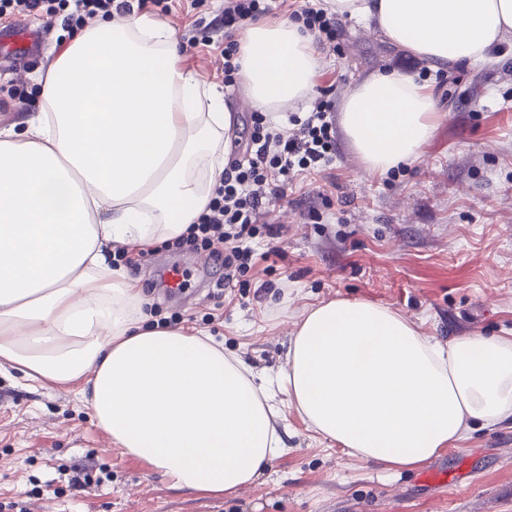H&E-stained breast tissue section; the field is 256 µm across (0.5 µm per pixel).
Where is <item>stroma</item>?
Here are the masks:
<instances>
[{
  "label": "stroma",
  "instance_id": "obj_1",
  "mask_svg": "<svg viewBox=\"0 0 512 512\" xmlns=\"http://www.w3.org/2000/svg\"><path fill=\"white\" fill-rule=\"evenodd\" d=\"M147 13L176 34L210 27L224 0H172ZM322 42L315 97L342 102L372 73L400 69L428 85L442 117L418 161L384 174L364 171L344 134L326 166L295 176L268 196L248 239L262 259L249 287L221 284L215 266L196 268L187 250L155 247L137 269L151 307L204 330L226 354L269 379L305 311L332 299H361L397 311L440 343L469 335L512 336V45L492 64H432L384 43L367 24L340 16ZM41 28L39 50L0 57V129L39 107L35 78L49 49L67 38L61 20ZM223 33L209 45L182 40L183 62L222 86L245 126L252 110L242 83H224ZM16 82L24 101L3 87ZM180 273L170 295L163 277ZM286 452L231 494L176 489L128 456L97 426L76 390L45 387L0 368V505L28 512H512V417L473 421L465 437L419 467L387 472L321 437L287 395L274 396ZM94 463L101 484L72 490L76 468Z\"/></svg>",
  "mask_w": 512,
  "mask_h": 512
}]
</instances>
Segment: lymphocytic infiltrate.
Wrapping results in <instances>:
<instances>
[{
    "label": "lymphocytic infiltrate",
    "instance_id": "obj_1",
    "mask_svg": "<svg viewBox=\"0 0 512 512\" xmlns=\"http://www.w3.org/2000/svg\"><path fill=\"white\" fill-rule=\"evenodd\" d=\"M130 0H0V20L64 15V25L78 31L100 16L130 12ZM292 133L273 128L266 115L253 113L244 155L232 160L214 195L191 232L176 247L203 250L224 268L225 282L244 276L253 253L240 247L243 236L257 233L262 200L281 194L296 173L325 165L336 149L334 104L319 100L307 117H292Z\"/></svg>",
    "mask_w": 512,
    "mask_h": 512
}]
</instances>
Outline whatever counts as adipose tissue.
Masks as SVG:
<instances>
[{
  "mask_svg": "<svg viewBox=\"0 0 512 512\" xmlns=\"http://www.w3.org/2000/svg\"><path fill=\"white\" fill-rule=\"evenodd\" d=\"M386 41L441 63L492 62L512 39V0H325ZM252 108L314 92L322 53L298 23L239 38ZM42 108L0 130V367L77 388L98 426L175 488L231 493L283 454L266 384L206 332L144 325L137 277L112 245L188 235L224 174L236 120L222 89L181 61L175 32L143 13L99 20L56 51ZM365 169L417 160L440 114L411 75L378 71L344 97ZM277 381L323 437L386 470L512 415V336H420L398 312L354 299L307 310Z\"/></svg>",
  "mask_w": 512,
  "mask_h": 512,
  "instance_id": "1",
  "label": "adipose tissue"
}]
</instances>
